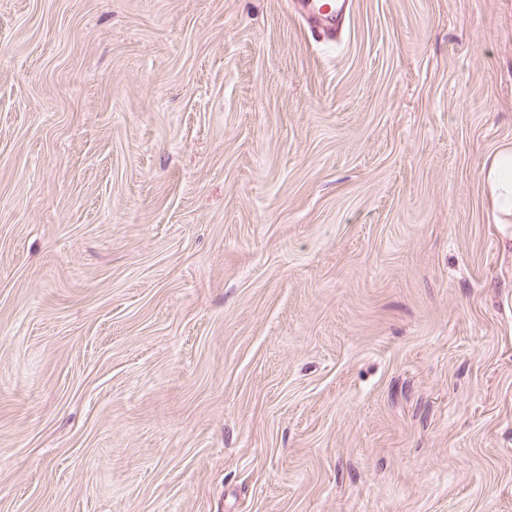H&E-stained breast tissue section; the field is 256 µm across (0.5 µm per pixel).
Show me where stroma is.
I'll return each mask as SVG.
<instances>
[{
    "label": "stroma",
    "mask_w": 512,
    "mask_h": 512,
    "mask_svg": "<svg viewBox=\"0 0 512 512\" xmlns=\"http://www.w3.org/2000/svg\"><path fill=\"white\" fill-rule=\"evenodd\" d=\"M512 0H0V512H512ZM295 13L313 24L316 35L323 42L336 43L342 36L350 14L349 0H290ZM483 177L497 221L507 224L512 217V150L498 152L488 168L483 169Z\"/></svg>",
    "instance_id": "35a3bbf8"
}]
</instances>
